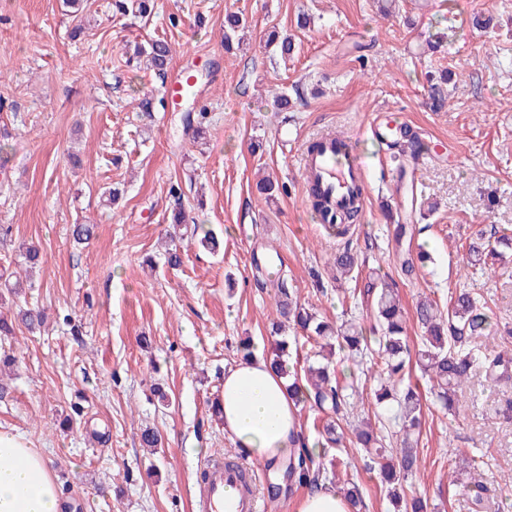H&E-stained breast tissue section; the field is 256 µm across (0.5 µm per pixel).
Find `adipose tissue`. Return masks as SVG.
<instances>
[{
    "label": "adipose tissue",
    "mask_w": 512,
    "mask_h": 512,
    "mask_svg": "<svg viewBox=\"0 0 512 512\" xmlns=\"http://www.w3.org/2000/svg\"><path fill=\"white\" fill-rule=\"evenodd\" d=\"M220 417L239 447L279 465L298 450L300 425L286 381L262 358L224 374ZM59 484L21 436L0 431V512H63Z\"/></svg>",
    "instance_id": "ef3b65f1"
}]
</instances>
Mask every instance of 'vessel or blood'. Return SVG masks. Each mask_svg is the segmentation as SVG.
I'll use <instances>...</instances> for the list:
<instances>
[{"mask_svg":"<svg viewBox=\"0 0 512 512\" xmlns=\"http://www.w3.org/2000/svg\"><path fill=\"white\" fill-rule=\"evenodd\" d=\"M348 136L325 132L316 139L315 150L299 154L304 183L317 186L331 202H346L365 178V166L344 147ZM197 490L199 512H261L257 492L259 468L225 465L223 459L209 460Z\"/></svg>","mask_w":512,"mask_h":512,"instance_id":"obj_1","label":"vessel or blood"}]
</instances>
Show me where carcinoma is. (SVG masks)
Returning a JSON list of instances; mask_svg holds the SVG:
<instances>
[{
  "mask_svg": "<svg viewBox=\"0 0 512 512\" xmlns=\"http://www.w3.org/2000/svg\"><path fill=\"white\" fill-rule=\"evenodd\" d=\"M116 12L126 16L146 17L154 8V0H114ZM245 28V23L236 14L229 13L224 19V45L231 49L236 33ZM132 57L142 59L151 69L163 74L170 63L172 49L163 38L152 39L146 44L134 47ZM447 73L427 80V99L429 108L437 112L448 103L446 85ZM204 113L187 112L184 115L186 130L191 132L193 141L203 135ZM174 198L171 220L174 224H186L189 221L182 204L179 184H173L169 190ZM323 221L322 227L333 237L344 240L343 246L336 249L332 266L336 276H348L357 267V256L348 240L351 233L352 215L349 212L331 213L318 208ZM495 246L486 245L481 235L468 245L469 255L479 261L482 257L493 259L503 256V249H512V237L501 235L494 238ZM275 306L280 320L275 331L286 324L293 325L306 338L315 341L324 348L338 347L360 355L370 353L379 359L381 365L380 388L374 393L376 405L387 402L397 403L398 411L393 419L402 421L403 436L399 441L400 451L396 455L387 454L383 445L382 432L386 429L385 416L374 413L375 421H366V425L354 426L349 417L357 413L363 405L364 388L359 386L356 376L350 383L343 385L336 375L333 361L312 363L310 357L304 368V375L290 370L286 352L297 348L298 337L278 340L271 343L267 358L281 375L288 378L295 394L296 406L309 405L329 417L322 426L324 448L344 447V433L350 432V442L357 448H373L376 455L386 459L380 464L381 486L386 489L391 501L398 504L397 512H424L419 498H406L402 482L418 469V455L411 439L414 431L420 430L422 404L419 394L410 385L402 386L406 364L417 357L422 373L427 376L435 400L445 409L455 404L456 389L466 382L477 370L484 372L487 384L495 383L499 378L512 373V350L496 349L497 330L491 325L490 316L484 307L468 291L461 290L448 297V309L443 312L437 302L424 299L416 306V319L424 329L422 347L416 352L411 348L406 333V318L395 288L396 282L388 277L379 278L367 285L368 289H377L372 323L369 328L354 323L332 328L319 318L312 309L306 307L294 296V290L284 276L277 278ZM315 454L308 451V438H303L302 449L297 458L289 461L286 469L288 484L298 483L314 491L320 486L321 470L313 469Z\"/></svg>",
  "mask_w": 512,
  "mask_h": 512,
  "instance_id": "1",
  "label": "carcinoma"
}]
</instances>
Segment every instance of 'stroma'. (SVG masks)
Masks as SVG:
<instances>
[{
    "label": "stroma",
    "instance_id": "35a3bbf8",
    "mask_svg": "<svg viewBox=\"0 0 512 512\" xmlns=\"http://www.w3.org/2000/svg\"><path fill=\"white\" fill-rule=\"evenodd\" d=\"M242 16L239 46L224 49V16ZM310 18L297 25L298 15ZM488 20L474 28V16ZM77 21L64 0H0V274L16 270L20 251L39 248L44 264L20 294L0 286V430L39 450L57 476L68 512H197L196 488L212 454L249 462L212 409L241 340L265 356L277 315L272 282L253 265L277 253L279 269L302 302L338 324L369 325L366 283L398 284L412 349L423 331L421 298L447 307L465 289L486 303L499 331L512 329V255L491 274L471 267L478 233L512 236V0H156L149 21L117 14L112 0H87ZM288 36L281 58L270 31ZM157 37L173 47L167 76L128 64L125 48ZM193 67L196 96L179 109L141 112L142 98H164L170 74ZM447 71L448 105H426L425 75ZM286 91L288 107L274 100ZM207 115L191 143L182 116ZM378 117L407 123L430 146L422 167L379 164L367 134ZM354 136L368 164L364 220L351 236L352 278L335 281L328 237L303 200L297 153L324 129ZM284 184L259 194L263 175ZM190 216L222 241L218 253L183 241L169 266L173 183ZM121 184L116 204L105 188ZM410 212L409 249L430 255L405 276V250L392 226ZM95 235L75 243L71 227ZM43 310L40 332L17 323L20 309ZM424 417L421 467L407 494L428 512H512V378L486 388L474 372L454 411L420 383ZM162 437L140 445L143 429ZM348 473L362 512H395L348 448ZM484 477L467 490L469 466Z\"/></svg>",
    "mask_w": 512,
    "mask_h": 512
}]
</instances>
